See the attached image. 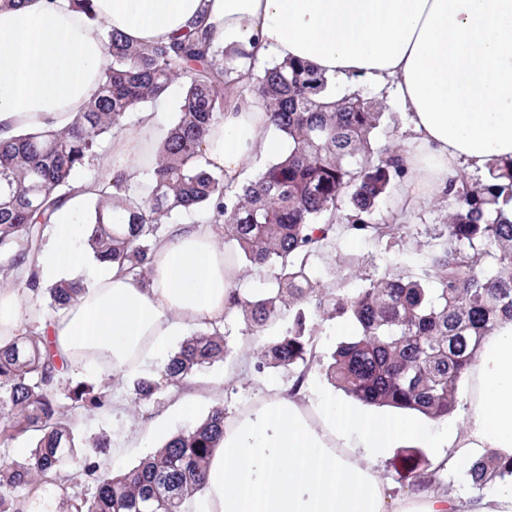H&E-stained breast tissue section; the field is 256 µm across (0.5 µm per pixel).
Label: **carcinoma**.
Masks as SVG:
<instances>
[{"mask_svg":"<svg viewBox=\"0 0 512 512\" xmlns=\"http://www.w3.org/2000/svg\"><path fill=\"white\" fill-rule=\"evenodd\" d=\"M112 57L95 95L60 130L23 132L0 141V281L40 249L42 229L82 191V174L95 166L103 140L125 129L126 117L183 85L180 112L153 152L148 190L138 193L122 171L95 180L97 203L88 244L100 257L143 282L154 245L166 225L186 216L221 224L237 243L241 270L268 268L275 287L244 296L233 292L230 315L256 340L253 367L291 376L289 394L304 386L317 359L313 336L325 321L346 317L355 333L323 363L327 381L369 406L440 420L456 407L457 390L482 342L503 318L512 320V219L499 206L512 200V165L491 164L476 184L448 176V217L425 241L409 232V219L377 217L380 202L406 180L391 137L378 146L382 105L360 93L336 97L333 80L295 61L264 67L251 81L224 52L217 27L202 14L167 41L134 43L102 25ZM243 100L259 96L273 129L286 142L283 153L241 183L206 169L203 143L229 110L228 90ZM344 237L374 249L399 248L362 278L359 262L344 256L323 283L311 259L339 247ZM27 287L48 294L56 313L82 289L61 281L41 289L31 273ZM288 329L277 333L283 320ZM230 356L224 328L196 333L170 356L156 377L134 383L131 402L155 401L164 387L180 388L197 372ZM39 327H26L0 346V512H18L17 494L39 484L36 512H57L67 500L68 478L79 474L96 487L76 499L72 512H185L203 491L209 460L224 437V406L215 405L195 426L176 433L138 465L115 473L104 464L99 442L81 446L71 411L96 413L112 406L107 387L65 381ZM21 435L30 454L17 461L7 452ZM393 467L401 481L420 491L440 484L419 448L399 455ZM481 490L512 477V463L487 457L469 470Z\"/></svg>","mask_w":512,"mask_h":512,"instance_id":"carcinoma-1","label":"carcinoma"}]
</instances>
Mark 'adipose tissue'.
I'll return each mask as SVG.
<instances>
[{"mask_svg":"<svg viewBox=\"0 0 512 512\" xmlns=\"http://www.w3.org/2000/svg\"><path fill=\"white\" fill-rule=\"evenodd\" d=\"M130 41L154 44L199 12L216 23L227 52L309 62L348 85L394 80L410 114L414 147L402 195L443 197L449 175L512 161V0H96ZM99 28L69 0L0 8V140L63 128L108 69ZM271 115L255 97L233 101L203 145L209 169L239 182L274 153ZM152 113L112 141L115 167L137 177L166 137ZM41 282L82 280L84 263L53 237L26 257ZM149 283L103 263L92 284L48 318L56 351L98 378L139 377L177 327L224 319L239 265L212 226L179 224L156 247ZM26 285L0 289V345L35 315ZM461 430L426 438L420 426L363 406L328 413L274 393L225 422L199 512H512V485L461 498L423 491L391 507L378 466L390 448L424 442L435 463L471 461L476 450L512 458V321L485 337L466 373Z\"/></svg>","mask_w":512,"mask_h":512,"instance_id":"ef3b65f1","label":"adipose tissue"}]
</instances>
